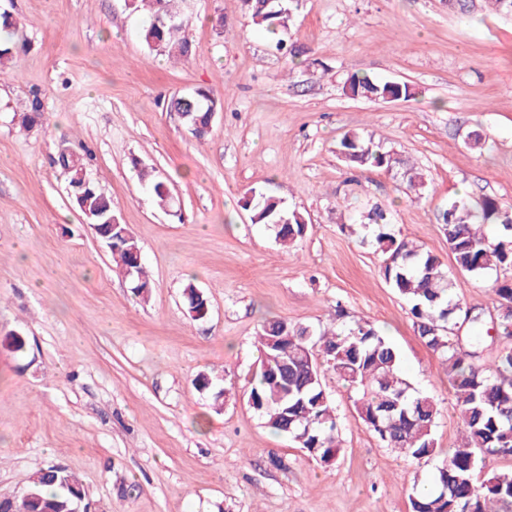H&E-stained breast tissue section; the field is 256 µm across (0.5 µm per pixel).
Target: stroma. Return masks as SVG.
<instances>
[{
    "instance_id": "obj_1",
    "label": "stroma",
    "mask_w": 512,
    "mask_h": 512,
    "mask_svg": "<svg viewBox=\"0 0 512 512\" xmlns=\"http://www.w3.org/2000/svg\"><path fill=\"white\" fill-rule=\"evenodd\" d=\"M25 43L0 73V497L59 465L88 512H410L458 444L441 360L410 305L379 273L382 255L350 224L378 206L396 234L437 255L453 292L483 323L512 269L458 271L439 215L449 199L512 206V18L486 0H304L287 29L257 30L242 0H187L189 58L140 38L125 0H0ZM304 47L283 56L277 41ZM354 74L406 83L409 100L345 91ZM219 103L204 140L166 102L196 89ZM40 98L44 125L20 130ZM356 132L419 169H349L338 143ZM483 146L470 148L471 135ZM88 147L92 182L135 238L148 296L112 267L56 164ZM166 183L159 205L134 169ZM251 188L298 210L312 229L292 250L252 223ZM210 303L191 319L183 288ZM374 323L401 371L441 414L433 456L383 447L350 392L325 372L341 451L324 464L272 433L247 402L264 319L318 326L336 308ZM25 341L14 350L11 336ZM206 372L224 396L199 390Z\"/></svg>"
}]
</instances>
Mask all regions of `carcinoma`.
Segmentation results:
<instances>
[{"label": "carcinoma", "instance_id": "cac0c4a2", "mask_svg": "<svg viewBox=\"0 0 512 512\" xmlns=\"http://www.w3.org/2000/svg\"><path fill=\"white\" fill-rule=\"evenodd\" d=\"M244 6L257 28L274 34L287 28L299 0H244ZM128 8L145 13L141 37L151 50L176 59L191 55L193 46L178 0H132ZM347 89L354 97L374 101L408 100L414 95L406 83L358 75L350 76ZM213 103L210 91L199 88L192 96L171 97L168 108L180 113L190 132L202 139L208 133ZM42 112L41 100L33 98L20 116L22 128H34ZM339 152L353 169L390 171L404 164L356 133L342 137ZM56 164L69 186L81 182L78 172L86 168L84 157L60 156ZM138 175L159 202L168 201L164 182L146 168L139 169ZM77 206L90 224L115 218L111 198L92 184ZM242 206L251 212L252 223L267 226L284 247L300 241L311 229L303 214L285 210L278 198L266 192L247 191ZM440 220L459 271L481 278L492 270L512 267V206L492 197L475 203L460 197ZM359 228L362 242L373 240L381 252L383 279L410 304L417 334L440 355L455 391L460 445L427 481L413 485L411 512H512V470L495 472L476 483L480 464L487 458L512 457V282L505 280L493 289L500 348L493 363L480 365L475 362L483 341L480 333L470 337L473 350L469 352L461 351L456 343L457 320L468 317L470 310L454 297L453 281L443 262L397 236L387 212L378 206L363 216ZM131 246L119 231L112 233L116 268L124 272L132 265L134 289L144 295L150 279L143 263L131 264ZM183 296L189 313L209 307L205 292L191 282L185 285ZM258 343L261 359L251 380L248 403L272 432L286 436L325 464L336 459L340 427L334 403L323 387L326 366L337 381L355 392L358 418L384 447L415 459L434 454L439 404L402 376L398 351L373 323L350 320L338 307L333 322L317 332L302 324L270 320L262 325ZM83 499V487L74 476L62 467L48 466L30 475L21 496L0 502V512H71Z\"/></svg>", "mask_w": 512, "mask_h": 512}]
</instances>
